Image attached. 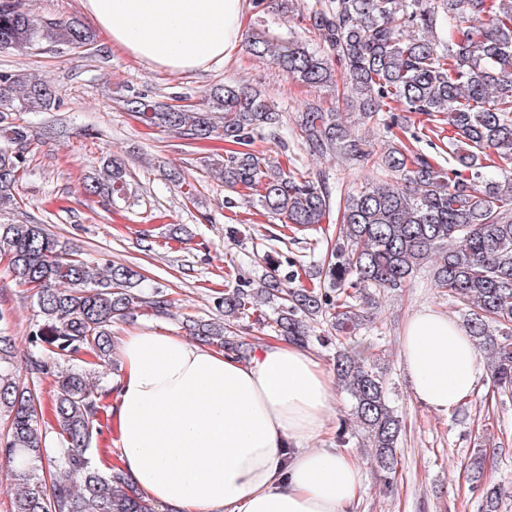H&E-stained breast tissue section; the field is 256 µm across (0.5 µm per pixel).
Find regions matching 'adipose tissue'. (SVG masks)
<instances>
[{"label": "adipose tissue", "instance_id": "adipose-tissue-1", "mask_svg": "<svg viewBox=\"0 0 512 512\" xmlns=\"http://www.w3.org/2000/svg\"><path fill=\"white\" fill-rule=\"evenodd\" d=\"M113 43L150 66L194 71L237 49L244 0H83ZM112 384L119 469L157 512H355L367 491L356 451L317 448L334 381L299 344L269 337L243 362L165 331L125 332ZM414 399L448 414L483 364L468 333L422 310L401 336Z\"/></svg>", "mask_w": 512, "mask_h": 512}]
</instances>
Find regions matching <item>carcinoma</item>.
Instances as JSON below:
<instances>
[{"label": "carcinoma", "instance_id": "obj_1", "mask_svg": "<svg viewBox=\"0 0 512 512\" xmlns=\"http://www.w3.org/2000/svg\"><path fill=\"white\" fill-rule=\"evenodd\" d=\"M318 38L314 49L285 38L258 20L246 37L252 57L278 66L288 78L323 88L334 99L310 103L297 116L298 135L314 156L339 154L361 163L371 158L387 181L367 183L332 198L322 173L298 175L250 149L255 138L280 123V109L245 84L215 88L205 109L162 105L143 94L126 99L147 126L186 141L224 138L234 145L211 171L293 232L314 231L336 215L335 246L315 274L314 288H283L275 279L226 285L219 304L224 320L256 316L257 323L291 342L305 343L309 321L329 318L336 334H351L375 295L404 285L424 264L434 286L465 310L464 325L487 356L493 391L512 394V181L489 178L486 169L512 165V0H322L308 13ZM85 48L94 35L76 20L40 16L23 0H0V49L43 46ZM344 74L337 84L336 71ZM359 120L406 128L403 113L426 117L422 132H448L449 151L425 154L399 137L382 145L352 133L339 101ZM56 101L41 76L0 72V205L17 203L31 130L15 112H43ZM221 114L216 122L214 113ZM130 172L111 155L85 184L90 196L126 194ZM0 257L18 284L35 290L40 321L28 342L36 379H53L56 446H47L36 421L39 390L21 387L12 361V339L0 334V458L15 467L23 490L11 512H155L117 467L102 470L94 458L103 391L87 371L112 364V326L142 308L169 315L171 302L143 292L144 279L124 264H96L50 236L42 224H0ZM277 302L273 315L261 306ZM190 335L246 359L250 343L227 336L224 324L185 320ZM336 384L351 402L354 426L371 448L370 460L390 475L397 465L402 419L390 406L377 368L336 339ZM490 455L478 445L464 469L480 492L483 512H504L512 492L484 482Z\"/></svg>", "mask_w": 512, "mask_h": 512}]
</instances>
